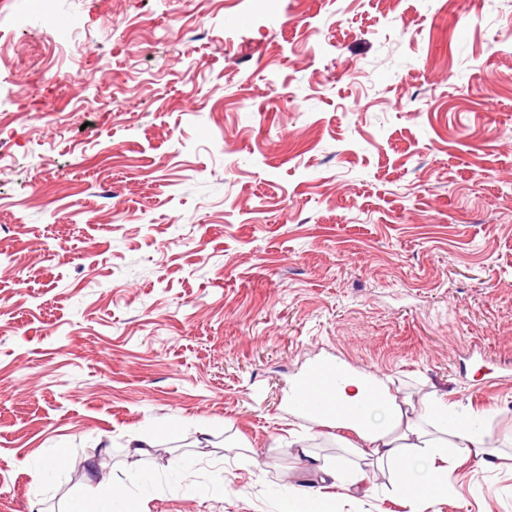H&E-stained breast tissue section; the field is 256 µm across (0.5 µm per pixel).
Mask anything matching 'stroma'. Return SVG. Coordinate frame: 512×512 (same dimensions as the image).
Segmentation results:
<instances>
[{"label":"stroma","mask_w":512,"mask_h":512,"mask_svg":"<svg viewBox=\"0 0 512 512\" xmlns=\"http://www.w3.org/2000/svg\"><path fill=\"white\" fill-rule=\"evenodd\" d=\"M0 31V512H71L90 461L112 512H306L336 465L332 512H411L293 411L321 361L480 416L431 512H512V0H0Z\"/></svg>","instance_id":"1"}]
</instances>
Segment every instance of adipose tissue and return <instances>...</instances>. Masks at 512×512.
<instances>
[{
    "label": "adipose tissue",
    "mask_w": 512,
    "mask_h": 512,
    "mask_svg": "<svg viewBox=\"0 0 512 512\" xmlns=\"http://www.w3.org/2000/svg\"><path fill=\"white\" fill-rule=\"evenodd\" d=\"M369 383L365 376L346 373L332 388L341 412L325 419L324 424L353 431L359 439V450L378 464L401 465L398 492L410 496L413 512H427L432 500L429 489L440 478L432 473L417 475L416 461L427 460L437 449L450 446L485 457L487 435L475 429L470 415L454 410L440 398L423 401L424 412L440 419L435 430L423 429L411 422L403 403L389 390H382L380 401L367 404ZM407 448L416 449V456H404Z\"/></svg>",
    "instance_id": "obj_1"
}]
</instances>
